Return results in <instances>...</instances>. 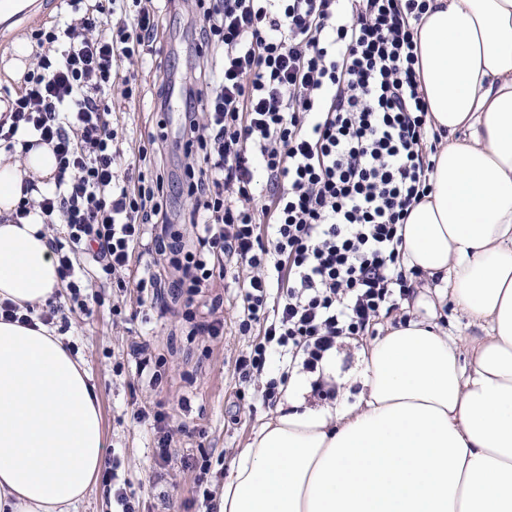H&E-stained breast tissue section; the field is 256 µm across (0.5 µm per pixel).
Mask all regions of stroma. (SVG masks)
<instances>
[{"instance_id": "35a3bbf8", "label": "stroma", "mask_w": 512, "mask_h": 512, "mask_svg": "<svg viewBox=\"0 0 512 512\" xmlns=\"http://www.w3.org/2000/svg\"><path fill=\"white\" fill-rule=\"evenodd\" d=\"M66 9L64 0H38L34 10L0 21V63L11 57L16 39L30 38L32 31L53 25ZM200 22L198 13L186 5L161 14L156 39L160 53L136 68L139 92L134 102L112 115L124 151L115 168L119 179L131 177L130 165L139 146L147 144L149 135L162 125L169 134L164 169L179 172L183 154L176 134L183 102L172 97L168 111L159 112L153 98L161 80L181 81L191 76L198 64L195 30ZM139 297L136 288L121 289L115 280L94 279L87 309L69 299L60 304V313L68 322L64 334L81 354L95 385L105 456L119 462L118 473L139 500L140 512H205L195 488L197 464L210 465L208 488L226 480L240 448L271 414L261 389L278 370L272 366L265 377L239 382L235 360L253 338L238 330L239 290L230 280L215 279L206 297L191 301L169 289L155 304L141 303ZM116 304L122 316H113ZM189 312L195 320L210 312L223 319V335L194 334L192 322L185 319ZM413 314L423 318L427 311L421 306L399 305L381 314L367 335L343 340L336 351L335 398L324 403L310 397L307 405L334 408L356 403L361 386L353 377L362 368V345L381 337L386 323ZM135 343L149 344L160 360L162 377L157 383L138 375L131 352ZM144 405L168 416L178 457L168 471H160L155 463L150 429L132 419L133 411Z\"/></svg>"}]
</instances>
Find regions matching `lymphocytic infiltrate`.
<instances>
[{
	"label": "lymphocytic infiltrate",
	"mask_w": 512,
	"mask_h": 512,
	"mask_svg": "<svg viewBox=\"0 0 512 512\" xmlns=\"http://www.w3.org/2000/svg\"><path fill=\"white\" fill-rule=\"evenodd\" d=\"M97 0L38 29L24 87L0 114V143L37 137L51 146L52 189L17 208L63 219L52 242L58 273L79 300L88 265L129 272L148 226L176 272L199 294L214 281L212 254L245 267L239 326L256 331L235 362L242 380L274 356L312 374L313 394L344 338L368 332L381 311L411 298L398 230L424 196L435 131L417 76L412 23L427 0H190L201 12V61L181 86V217L167 207L170 180L155 173L168 136L139 148L134 181L116 178L106 94L132 100L134 69L156 56L160 0ZM270 182L257 206L253 170Z\"/></svg>",
	"instance_id": "1"
}]
</instances>
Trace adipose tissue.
I'll use <instances>...</instances> for the list:
<instances>
[{"instance_id": "1", "label": "adipose tissue", "mask_w": 512, "mask_h": 512, "mask_svg": "<svg viewBox=\"0 0 512 512\" xmlns=\"http://www.w3.org/2000/svg\"><path fill=\"white\" fill-rule=\"evenodd\" d=\"M414 39L442 141L401 250L436 298L364 348L358 405L290 380L217 512H512V0H428ZM55 174L48 146L0 149V304L31 319L0 318V512H78L105 459L91 377L40 319L62 301L49 235L11 220ZM445 299L480 338L437 328Z\"/></svg>"}]
</instances>
